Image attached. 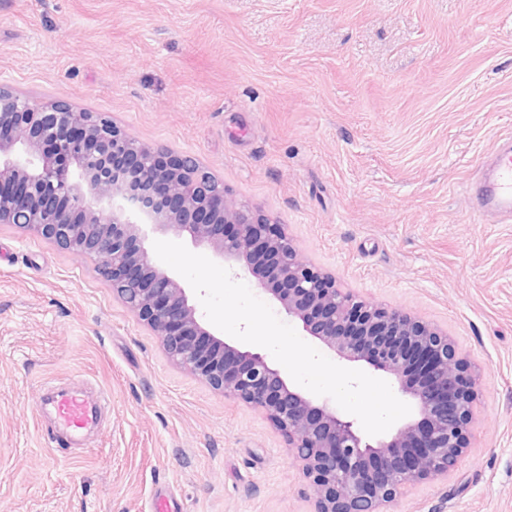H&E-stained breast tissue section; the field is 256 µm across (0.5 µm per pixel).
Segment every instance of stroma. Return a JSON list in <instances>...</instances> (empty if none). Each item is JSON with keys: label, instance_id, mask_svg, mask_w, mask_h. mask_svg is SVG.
<instances>
[{"label": "stroma", "instance_id": "35a3bbf8", "mask_svg": "<svg viewBox=\"0 0 512 512\" xmlns=\"http://www.w3.org/2000/svg\"><path fill=\"white\" fill-rule=\"evenodd\" d=\"M0 83L195 156L342 288L480 369L471 446L394 512H512V223L466 186L512 137V0H0ZM85 386L74 447L43 394ZM313 512L265 414L174 365L91 258L0 224V512Z\"/></svg>", "mask_w": 512, "mask_h": 512}]
</instances>
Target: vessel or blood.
<instances>
[{
  "label": "vessel or blood",
  "mask_w": 512,
  "mask_h": 512,
  "mask_svg": "<svg viewBox=\"0 0 512 512\" xmlns=\"http://www.w3.org/2000/svg\"><path fill=\"white\" fill-rule=\"evenodd\" d=\"M471 205L500 218L512 219V139L503 140L491 154L487 171L470 185ZM50 405L57 428L75 437L99 423V403L79 390L61 388Z\"/></svg>",
  "instance_id": "vessel-or-blood-1"
}]
</instances>
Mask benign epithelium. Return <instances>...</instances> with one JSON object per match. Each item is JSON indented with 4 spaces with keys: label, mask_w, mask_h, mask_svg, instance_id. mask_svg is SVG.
<instances>
[{
    "label": "benign epithelium",
    "mask_w": 512,
    "mask_h": 512,
    "mask_svg": "<svg viewBox=\"0 0 512 512\" xmlns=\"http://www.w3.org/2000/svg\"><path fill=\"white\" fill-rule=\"evenodd\" d=\"M0 224L96 259L172 362L261 410L308 480L314 512H390L405 488L448 477L469 447L479 368L448 332L341 288L301 256L284 225L231 200L190 155L143 143L101 113L0 85ZM167 237H188L230 266L250 270L252 257L265 258L259 286L289 321L339 359L392 378L414 416L371 440L261 354L218 337L147 246Z\"/></svg>",
    "instance_id": "benign-epithelium-1"
}]
</instances>
